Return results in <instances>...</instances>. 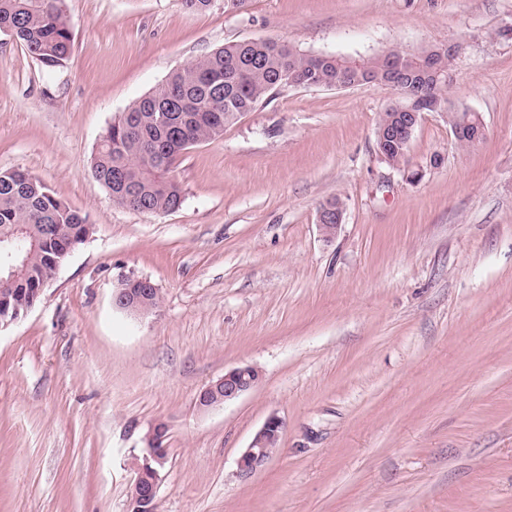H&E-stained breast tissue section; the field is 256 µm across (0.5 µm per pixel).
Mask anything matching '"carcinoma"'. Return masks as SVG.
<instances>
[{
	"label": "carcinoma",
	"instance_id": "carcinoma-1",
	"mask_svg": "<svg viewBox=\"0 0 512 512\" xmlns=\"http://www.w3.org/2000/svg\"><path fill=\"white\" fill-rule=\"evenodd\" d=\"M0 31L9 33L44 67L64 66L72 32L63 0H0ZM416 57L439 78L407 68L406 55L360 58L343 69L336 56L303 54L277 40L227 44L172 73L110 124L91 158L95 178L118 205L152 213L178 209L183 191L174 176L182 152L221 136L224 127L254 111L283 87L332 88L349 82L398 81L402 102L420 112H446L448 125L465 117L448 112V57L425 48ZM87 217L69 207L38 177L0 170V237L24 258L17 282L0 291V319L23 314L36 290L54 273V260L82 241Z\"/></svg>",
	"mask_w": 512,
	"mask_h": 512
}]
</instances>
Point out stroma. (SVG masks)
Instances as JSON below:
<instances>
[{
    "mask_svg": "<svg viewBox=\"0 0 512 512\" xmlns=\"http://www.w3.org/2000/svg\"><path fill=\"white\" fill-rule=\"evenodd\" d=\"M71 56L49 71L0 32V170L44 181L91 232L0 328V512H127L132 462L168 426L158 512H512V0H65ZM382 55L461 42L448 107L407 168L376 149L390 88L286 87L182 155L184 202L113 203L104 130L225 44ZM341 199L335 236L321 206ZM150 279L156 312L112 305ZM259 386L198 410L225 370ZM268 464L237 461L269 417Z\"/></svg>",
    "mask_w": 512,
    "mask_h": 512,
    "instance_id": "obj_1",
    "label": "stroma"
}]
</instances>
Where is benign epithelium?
Segmentation results:
<instances>
[{
	"mask_svg": "<svg viewBox=\"0 0 512 512\" xmlns=\"http://www.w3.org/2000/svg\"><path fill=\"white\" fill-rule=\"evenodd\" d=\"M421 112L398 113L399 123L381 142L389 140L402 147V154L407 148L412 135L422 120ZM336 210V223H324V216H319V228L329 237L336 231L337 225L344 220L345 207L341 200H336V207L328 206L326 210ZM18 275V267L13 264V253L6 249L0 253V284L12 283ZM159 296L158 288L147 278L124 276L112 293V303L117 309L128 313L145 315L155 309L152 297ZM262 373L254 365H242L224 372V376L205 386L197 395L199 410L208 411L217 406L235 401L254 390L260 383ZM282 428V422L270 417L258 430L248 448L238 460L239 474L247 478L261 470L276 451ZM166 423L157 421L151 425L146 435V447L142 458L136 460L134 468L136 477L130 487L128 496L129 512H156L157 493L160 483V471L166 462Z\"/></svg>",
	"mask_w": 512,
	"mask_h": 512,
	"instance_id": "1",
	"label": "benign epithelium"
}]
</instances>
